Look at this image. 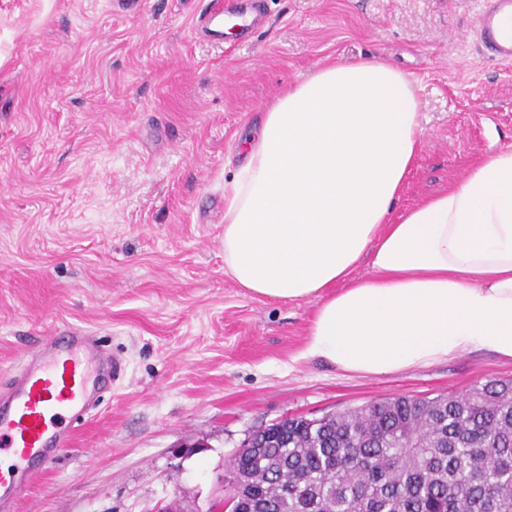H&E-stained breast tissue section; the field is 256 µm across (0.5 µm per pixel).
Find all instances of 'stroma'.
<instances>
[{"label": "stroma", "mask_w": 512, "mask_h": 512, "mask_svg": "<svg viewBox=\"0 0 512 512\" xmlns=\"http://www.w3.org/2000/svg\"><path fill=\"white\" fill-rule=\"evenodd\" d=\"M0 0V386L57 330L125 366L17 512H209L253 430L512 378L487 351L402 374L303 358L316 301L224 272V186L288 85L372 56L412 81L403 213L512 148V65L482 0H266L249 42L193 29L209 0ZM512 0H484L476 25L484 53L501 64H512Z\"/></svg>", "instance_id": "35a3bbf8"}]
</instances>
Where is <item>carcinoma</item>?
<instances>
[{
    "label": "carcinoma",
    "instance_id": "carcinoma-1",
    "mask_svg": "<svg viewBox=\"0 0 512 512\" xmlns=\"http://www.w3.org/2000/svg\"><path fill=\"white\" fill-rule=\"evenodd\" d=\"M230 466L237 512H512V379L290 418Z\"/></svg>",
    "mask_w": 512,
    "mask_h": 512
}]
</instances>
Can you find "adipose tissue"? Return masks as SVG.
I'll return each mask as SVG.
<instances>
[{
  "instance_id": "ef3b65f1",
  "label": "adipose tissue",
  "mask_w": 512,
  "mask_h": 512,
  "mask_svg": "<svg viewBox=\"0 0 512 512\" xmlns=\"http://www.w3.org/2000/svg\"><path fill=\"white\" fill-rule=\"evenodd\" d=\"M421 132L403 73L325 66L262 113L224 187L225 273L260 298L316 300L305 353L346 373L512 360V149L394 222Z\"/></svg>"
}]
</instances>
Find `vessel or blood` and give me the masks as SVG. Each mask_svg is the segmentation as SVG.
<instances>
[{"label":"vessel or blood","mask_w":512,"mask_h":512,"mask_svg":"<svg viewBox=\"0 0 512 512\" xmlns=\"http://www.w3.org/2000/svg\"><path fill=\"white\" fill-rule=\"evenodd\" d=\"M476 25L491 60L512 64V0H484ZM202 32L224 38V6H212ZM120 359L97 345L88 331L67 327L27 358L0 393V448L14 462L0 468V512H13L23 490L71 445L98 393L120 379Z\"/></svg>","instance_id":"b4317fda"}]
</instances>
